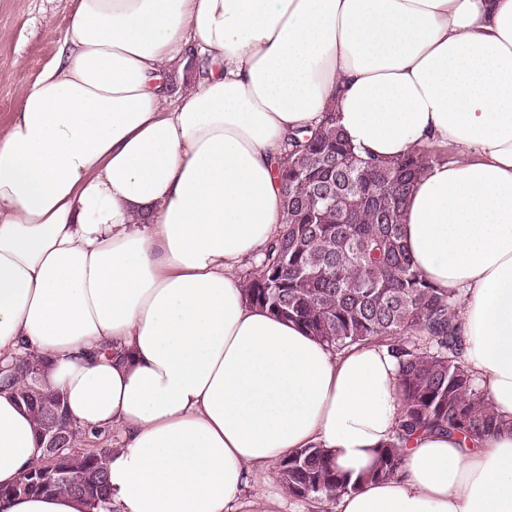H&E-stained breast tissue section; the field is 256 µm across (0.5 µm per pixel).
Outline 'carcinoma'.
I'll use <instances>...</instances> for the list:
<instances>
[{
    "instance_id": "obj_1",
    "label": "carcinoma",
    "mask_w": 512,
    "mask_h": 512,
    "mask_svg": "<svg viewBox=\"0 0 512 512\" xmlns=\"http://www.w3.org/2000/svg\"><path fill=\"white\" fill-rule=\"evenodd\" d=\"M433 157L417 150L396 159L357 154L325 113L312 130L288 133L279 157L283 222L259 265L242 275L247 300L291 321L338 351L385 344L399 359L402 423L379 451L371 477L392 478L398 449L415 433L441 431L463 442L489 436L501 422L463 360L456 294L434 287L414 267L402 239V215ZM0 385L12 389L36 431L61 425L70 449L43 455L1 497L65 493L87 512H113L107 461L110 438H90L69 419L60 394L34 372L31 354L6 363ZM278 479L297 498L333 503L348 489L344 474L315 446L279 463Z\"/></svg>"
}]
</instances>
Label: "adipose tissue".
I'll return each mask as SVG.
<instances>
[{
    "instance_id": "1",
    "label": "adipose tissue",
    "mask_w": 512,
    "mask_h": 512,
    "mask_svg": "<svg viewBox=\"0 0 512 512\" xmlns=\"http://www.w3.org/2000/svg\"><path fill=\"white\" fill-rule=\"evenodd\" d=\"M331 109L361 151L433 155L403 242L459 294L502 423L467 445L416 433L385 481L366 474L401 422L395 356L332 352L236 274L282 222L284 136ZM24 353L86 433L119 432L113 512H238L312 445L358 482L336 512H512V0H71L0 127V360ZM41 457L0 391V487Z\"/></svg>"
}]
</instances>
